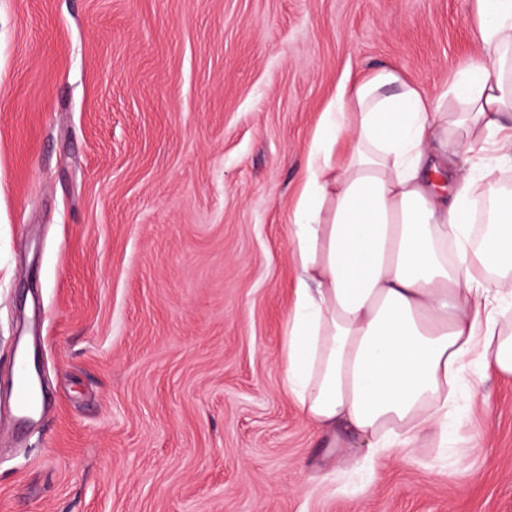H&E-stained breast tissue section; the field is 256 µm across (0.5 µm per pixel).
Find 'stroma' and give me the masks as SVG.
<instances>
[{"label": "stroma", "instance_id": "35a3bbf8", "mask_svg": "<svg viewBox=\"0 0 512 512\" xmlns=\"http://www.w3.org/2000/svg\"><path fill=\"white\" fill-rule=\"evenodd\" d=\"M482 55L473 0H0V512H512V379L340 480L281 372L328 101ZM16 366V394H15V407L20 417H25L31 413L36 412L41 404L35 400L28 374V367L24 360L19 359L15 364Z\"/></svg>", "mask_w": 512, "mask_h": 512}]
</instances>
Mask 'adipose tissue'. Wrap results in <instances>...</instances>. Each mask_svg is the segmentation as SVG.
<instances>
[{"label":"adipose tissue","mask_w":512,"mask_h":512,"mask_svg":"<svg viewBox=\"0 0 512 512\" xmlns=\"http://www.w3.org/2000/svg\"><path fill=\"white\" fill-rule=\"evenodd\" d=\"M488 59L428 96L384 65L340 88L291 216L294 305L283 377L360 465L448 444L467 368L512 378V185L474 208L492 142L512 163V0H474Z\"/></svg>","instance_id":"obj_1"}]
</instances>
